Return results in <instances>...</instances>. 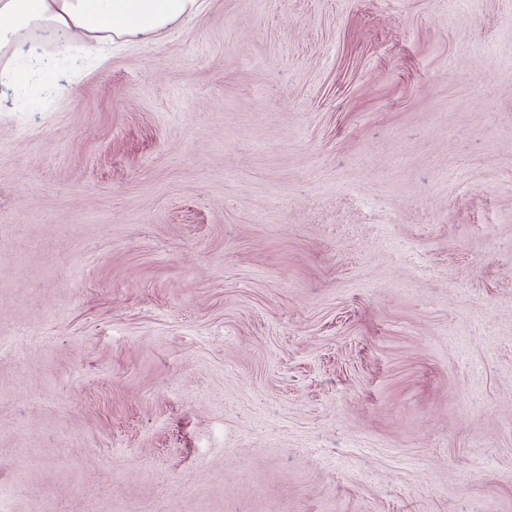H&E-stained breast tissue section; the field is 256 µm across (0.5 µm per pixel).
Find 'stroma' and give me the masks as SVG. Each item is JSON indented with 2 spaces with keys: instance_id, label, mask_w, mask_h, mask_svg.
I'll return each instance as SVG.
<instances>
[{
  "instance_id": "1",
  "label": "stroma",
  "mask_w": 512,
  "mask_h": 512,
  "mask_svg": "<svg viewBox=\"0 0 512 512\" xmlns=\"http://www.w3.org/2000/svg\"><path fill=\"white\" fill-rule=\"evenodd\" d=\"M59 59L0 107V512H512V0Z\"/></svg>"
}]
</instances>
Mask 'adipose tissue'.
I'll list each match as a JSON object with an SVG mask.
<instances>
[{
	"instance_id": "1",
	"label": "adipose tissue",
	"mask_w": 512,
	"mask_h": 512,
	"mask_svg": "<svg viewBox=\"0 0 512 512\" xmlns=\"http://www.w3.org/2000/svg\"><path fill=\"white\" fill-rule=\"evenodd\" d=\"M199 0H0V84L54 69L41 42L79 37L95 43L150 37L196 15Z\"/></svg>"
}]
</instances>
